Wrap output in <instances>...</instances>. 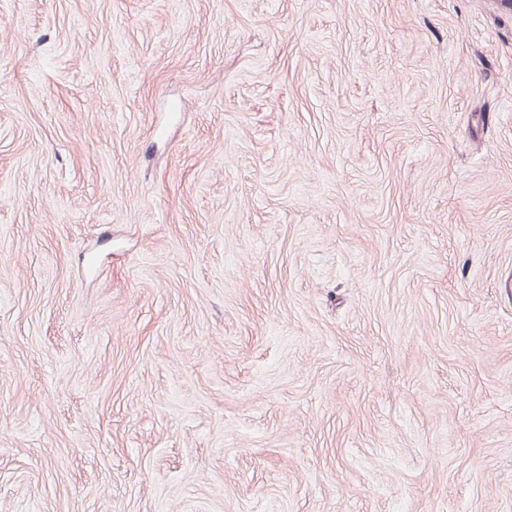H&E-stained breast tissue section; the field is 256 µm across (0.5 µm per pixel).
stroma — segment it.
I'll return each mask as SVG.
<instances>
[{
	"mask_svg": "<svg viewBox=\"0 0 512 512\" xmlns=\"http://www.w3.org/2000/svg\"><path fill=\"white\" fill-rule=\"evenodd\" d=\"M0 512H512V12L0 0Z\"/></svg>",
	"mask_w": 512,
	"mask_h": 512,
	"instance_id": "1",
	"label": "stroma"
}]
</instances>
